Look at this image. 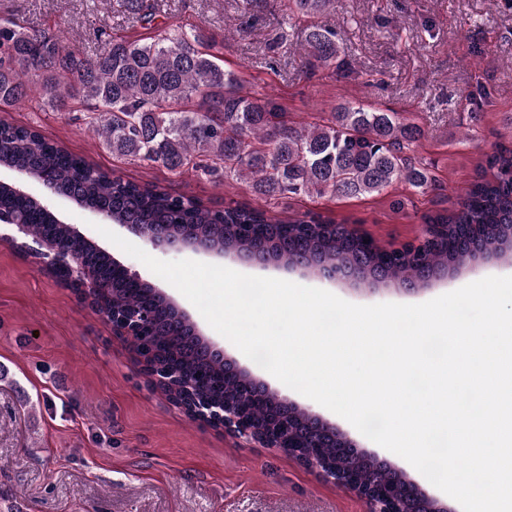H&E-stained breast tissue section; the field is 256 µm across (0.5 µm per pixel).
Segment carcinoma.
<instances>
[{
	"instance_id": "1",
	"label": "carcinoma",
	"mask_w": 512,
	"mask_h": 512,
	"mask_svg": "<svg viewBox=\"0 0 512 512\" xmlns=\"http://www.w3.org/2000/svg\"><path fill=\"white\" fill-rule=\"evenodd\" d=\"M334 4L288 0L289 17L311 18L302 56L312 70H347L336 30L323 21ZM102 36L103 50L89 58L70 48L59 28L1 20L0 111L34 99L55 112L73 101L88 113V125L113 155L176 174L198 168L197 159L207 157L210 170L223 172L224 179L250 181L258 200L378 196L398 184L421 192L438 188L429 167L409 154L423 137L422 127L401 112L345 101L311 122H298L276 97L243 93L242 78L224 68L213 52L215 41L199 28L153 38ZM0 167L41 181L84 209L105 212L113 224H138L174 238L196 228L224 250L239 253L267 242L284 265L312 257L313 267L323 272L341 262L343 276L368 268L386 282L423 284L431 271L460 266L491 245L499 254L512 245V147L507 146L487 156L456 209L424 217L426 224L448 226L441 244L389 259L367 251L344 222L319 214L277 218L257 203L213 209L157 183H136L94 167L32 127L0 122ZM0 214L25 225L32 239L81 262L98 285L90 302L94 311L135 309L149 316L148 350L137 342L135 351L147 364L176 369L178 377L162 386L172 401L225 405L264 430L290 426L299 457L314 454L342 475L352 471L391 488L398 512L438 508L421 501L418 487L402 471L367 458L336 429L273 393L250 397L253 383L196 336L173 302L130 276L42 199L0 183Z\"/></svg>"
}]
</instances>
